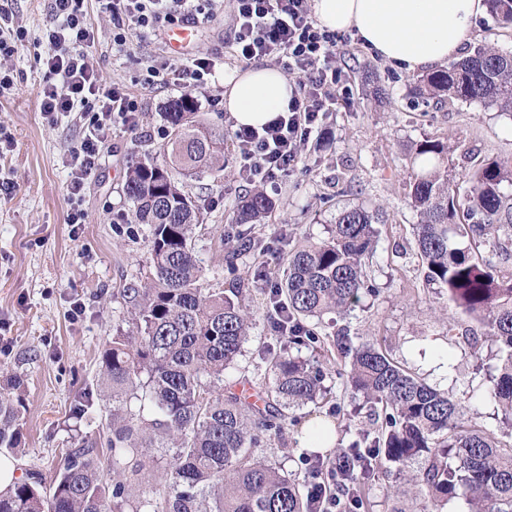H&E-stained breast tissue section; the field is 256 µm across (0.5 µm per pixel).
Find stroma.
Listing matches in <instances>:
<instances>
[{
    "instance_id": "35a3bbf8",
    "label": "stroma",
    "mask_w": 512,
    "mask_h": 512,
    "mask_svg": "<svg viewBox=\"0 0 512 512\" xmlns=\"http://www.w3.org/2000/svg\"><path fill=\"white\" fill-rule=\"evenodd\" d=\"M12 8L25 36L16 42L7 71L11 91L0 97V124L13 142L0 154V177L14 185L12 199L0 200V378L18 376L25 383L24 451L17 457V471L38 472L49 481L58 471L62 449L75 438L106 434L103 404L77 418L74 400L79 391L97 387L99 353L126 314L118 290L150 265L149 230L132 218L126 175L131 161L158 153L168 141L162 112L183 91L143 88V58L155 53L157 42L149 37L128 51L114 52L111 18L98 0H86L87 50L102 83L121 82L139 91L143 110L139 133L118 129L102 144L81 201L86 219L68 223L67 152L79 144L83 130L69 116L48 124L38 107L49 79L44 64V33L53 23L48 0H12ZM479 44L512 54V27L483 14L461 51L469 53ZM337 62L347 81L336 94L335 111L324 117L327 139H310L301 161L269 191L276 201L269 223L252 231L263 240L264 253H240L235 273H228L225 235L246 189L238 176L236 147L228 141L224 167L188 181L204 212L194 238L196 256L228 286L261 267L276 271L296 246L327 238L337 208L362 204L379 210V243L367 267L375 290L363 294L351 311L333 314L334 330L344 332L352 345L374 344L430 385L468 399L476 423L510 442L512 425L488 394L496 373L494 354L489 347L474 350L446 336L456 310L446 293L425 280L413 231L419 217L408 191L409 146L427 136L447 140L448 174L459 185L473 160H512V112L478 102L454 101L440 109L415 102L412 74L374 55L352 31L342 36ZM367 71L383 89V101L365 91L361 77ZM194 97L204 123L220 130L233 125L224 108L223 75ZM77 301L85 312L74 323L69 311ZM271 342L266 322H258L241 356L225 369V387L263 378L266 365L259 351ZM343 367V361H335L318 405L298 411L302 417L336 415V443L324 454L330 462L349 448L355 429H376L362 397L340 377Z\"/></svg>"
}]
</instances>
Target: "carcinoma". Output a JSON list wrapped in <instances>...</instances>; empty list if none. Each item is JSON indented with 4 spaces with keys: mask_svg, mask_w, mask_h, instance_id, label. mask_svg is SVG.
Wrapping results in <instances>:
<instances>
[{
    "mask_svg": "<svg viewBox=\"0 0 512 512\" xmlns=\"http://www.w3.org/2000/svg\"><path fill=\"white\" fill-rule=\"evenodd\" d=\"M491 15L512 25V0H486ZM413 92L429 101L481 102L512 112V56L478 45L458 62L416 77ZM164 160L129 166L125 194L138 224L149 226V273L119 291L128 319L100 352V390L81 391L76 414L103 396L109 404L104 456L98 440L82 437L64 452L50 486L34 472L0 492V512H309L306 484L258 449L282 440L285 410L316 403L329 363L263 347L272 381L262 404L232 390L217 391L224 369L242 353L257 313L250 282L228 290L209 283L192 247L204 217L186 179L224 161V132L196 120L185 94L168 103ZM409 181L417 256L426 279L478 322L496 348L497 376L489 390L512 415V162L487 159L466 179V210L448 179V147L440 138L414 144ZM275 201L264 188L246 192L232 223L264 224ZM379 213L347 205L324 240L289 251L263 319L288 330V345L317 349L330 340L347 383L382 417L375 436L362 431L350 453L354 473L348 504L365 507V481L375 471L409 473L385 494L387 512H406L415 497L422 512H439L464 496L468 512H512V444L465 417L462 399L436 389L370 344L320 335L323 316L344 311L372 291L366 260L373 257ZM485 248L490 257L482 256ZM21 397L0 392V450L19 449ZM167 457L161 489L140 493L151 464L146 449Z\"/></svg>",
    "mask_w": 512,
    "mask_h": 512,
    "instance_id": "carcinoma-1",
    "label": "carcinoma"
}]
</instances>
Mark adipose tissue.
I'll use <instances>...</instances> for the list:
<instances>
[{
  "instance_id": "adipose-tissue-1",
  "label": "adipose tissue",
  "mask_w": 512,
  "mask_h": 512,
  "mask_svg": "<svg viewBox=\"0 0 512 512\" xmlns=\"http://www.w3.org/2000/svg\"><path fill=\"white\" fill-rule=\"evenodd\" d=\"M485 8L483 0H311L319 25L352 30L406 72L454 60ZM292 85L274 67L224 77V107L236 125L262 128L285 112Z\"/></svg>"
}]
</instances>
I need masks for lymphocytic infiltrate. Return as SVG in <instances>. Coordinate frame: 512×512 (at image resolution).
Returning <instances> with one entry per match:
<instances>
[{"label": "lymphocytic infiltrate", "instance_id": "lymphocytic-infiltrate-1", "mask_svg": "<svg viewBox=\"0 0 512 512\" xmlns=\"http://www.w3.org/2000/svg\"><path fill=\"white\" fill-rule=\"evenodd\" d=\"M225 0H100L112 16V47L124 51L134 39L159 35L174 24L195 26L223 11ZM229 42L244 63L277 62L290 72L303 73L287 112L260 129L241 127L232 136L240 155L239 177L245 182L275 184L302 156L324 115L334 111L336 89L345 73L336 65L338 36L314 19L309 0H232ZM84 0H50L55 18L45 32V64L54 83L39 96L44 115H76L84 132L70 155L68 190L73 207L68 223L81 224L79 201L97 162L107 131L121 125L137 130L141 100L121 84L102 85L99 73L82 47L90 39ZM224 58L205 54L173 62L152 54L145 59L147 85L170 84L188 91L203 90Z\"/></svg>", "mask_w": 512, "mask_h": 512}]
</instances>
